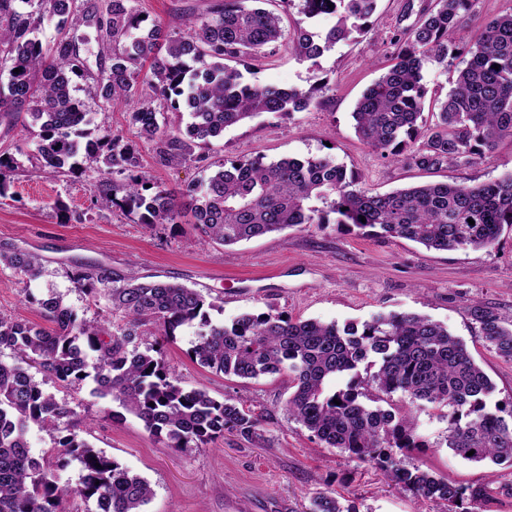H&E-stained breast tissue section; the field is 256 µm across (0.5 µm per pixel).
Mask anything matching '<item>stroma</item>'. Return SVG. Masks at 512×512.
Returning <instances> with one entry per match:
<instances>
[{
	"mask_svg": "<svg viewBox=\"0 0 512 512\" xmlns=\"http://www.w3.org/2000/svg\"><path fill=\"white\" fill-rule=\"evenodd\" d=\"M405 0H378L372 29L337 43L317 63L299 60L289 44L255 62L245 80L281 88L328 83L320 106L287 118L262 114L229 127L214 140L210 161L224 158L266 160L329 154L354 171L361 187L384 194L425 182L476 184L512 173V139L501 140L492 156L474 165L425 171L382 157L355 134L351 114L362 92L392 63L391 39L408 27ZM149 20L187 33V20L202 13L207 0H135ZM512 12V0H473L456 37L474 44L488 20ZM75 94L92 128L132 138L123 109L104 107L96 95L100 73L96 43ZM21 151V171L7 174L0 194V250L36 254L41 271L28 279L0 268V314L41 323L37 299L63 297L78 318L117 324L107 297L75 288V265L100 263L114 280L147 277L198 290L212 321L230 322L249 312H279L324 323L363 322L378 314L420 313L446 324L463 339L475 361L496 386L495 397L512 400V361L486 348L468 304L477 301L512 320V231L489 250L435 251L404 239L363 238L329 224L301 226L254 238L237 246L207 245L191 224H137L120 210L93 200V169L62 178L34 161L35 143L22 124L0 122V151ZM140 163L151 185L180 191L200 181L201 164H156L152 147L138 145ZM197 329L184 326L163 343L164 358L183 386L202 389L216 400L240 402L263 417L261 437L249 441L224 435L202 448H170L153 439L132 415L113 416L112 403L87 390L61 386L45 376L43 388L73 411L78 434L151 484L145 512H307L311 498L332 492L357 512H441L434 500L391 481L367 462L326 448L289 419L287 378L242 381L202 368L189 351ZM446 424L435 410L418 414V430L429 447L403 453L405 466L424 464L460 485L486 483V512H512V464H474L442 448Z\"/></svg>",
	"mask_w": 512,
	"mask_h": 512,
	"instance_id": "obj_1",
	"label": "stroma"
}]
</instances>
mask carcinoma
<instances>
[{
    "mask_svg": "<svg viewBox=\"0 0 512 512\" xmlns=\"http://www.w3.org/2000/svg\"><path fill=\"white\" fill-rule=\"evenodd\" d=\"M132 2L105 0L102 10L82 12L76 0H0V61L8 64L0 121L24 118L44 168L66 175L80 157L97 169L91 191L101 206L152 226L189 215L203 242L224 246L332 222L365 236L445 251L488 249L504 229L512 230V173L476 185L426 183L381 195L361 187L359 177L330 155L270 162L227 158L178 194L148 193L134 142L112 134L91 139L83 129L85 104L72 84L86 68L80 46L88 39L77 36L80 27H95L100 59L108 61L99 98L127 109L136 137L152 144L156 163L169 166L207 160L209 144L226 128L262 113L282 117L321 104V79L307 89L274 88L249 83L228 65L275 52L289 6L297 5L308 19L338 15L322 35L299 24L293 30L294 54L315 66L336 43L368 32L377 0H279L281 12L255 6L268 0H208L206 12L189 21L190 33L179 38L159 23L145 24ZM470 4L437 0L423 11L393 41L394 64L356 102L355 133L381 156L439 169L482 161L498 141L512 138V12L487 23L474 46L460 49L452 36ZM47 18L55 21L58 37L45 46L36 33ZM458 49L469 59L446 97L436 100L438 111L426 128L423 70L428 64L448 67V56ZM166 108L188 113L185 129L159 124ZM0 267L34 278L40 260L18 249L0 251ZM71 280L90 294L105 292L125 324L111 331L82 320L60 296L40 302L46 327L0 314V350L13 355L10 363L0 361V512H65L74 498L96 501L98 512H144L152 495L145 478L79 436L73 411L43 389L33 369L65 387L92 381L91 397L117 403L171 448L205 447L225 433L248 441L260 437V419L252 411L183 387L160 349L135 343L150 329L169 339L194 323L199 332L190 356L198 365L244 380L287 377L289 417L324 447L377 463L394 482L439 502L443 512H475L489 497L487 484L461 486L419 465H402L397 453L427 444L417 435L415 414L377 405L382 396L399 393L437 410L447 423L445 447L454 455L476 463L512 462V401L501 406L492 400L495 387L464 341L426 316L378 315L340 326L262 312L214 324L194 288L136 277L114 286L107 269L82 265ZM472 314L484 344L512 360V321L477 305ZM89 349L96 353L91 365ZM331 378L344 384L328 394ZM31 424L60 434L54 464L77 462L76 486L57 484L54 464L31 454ZM312 512L356 508L321 493Z\"/></svg>",
    "mask_w": 512,
    "mask_h": 512,
    "instance_id": "carcinoma-1",
    "label": "carcinoma"
}]
</instances>
